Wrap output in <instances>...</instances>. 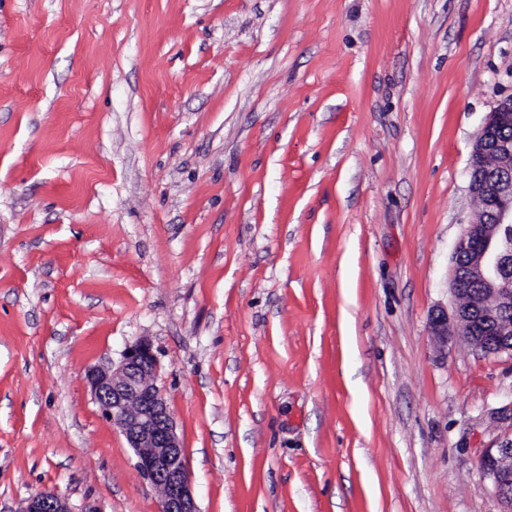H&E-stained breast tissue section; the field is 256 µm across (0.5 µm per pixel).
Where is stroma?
<instances>
[{
  "label": "stroma",
  "mask_w": 512,
  "mask_h": 512,
  "mask_svg": "<svg viewBox=\"0 0 512 512\" xmlns=\"http://www.w3.org/2000/svg\"><path fill=\"white\" fill-rule=\"evenodd\" d=\"M510 96L512 0H0V512H158L142 339L199 512H502L512 356L429 321ZM158 367L152 345L140 341L126 349L116 369L88 370L86 383L133 448L142 475L161 489L159 512H198L175 422L155 384ZM482 468L492 479L501 502L503 512L512 511V438L502 442L495 452L487 453ZM21 512H71L67 502L47 490L37 491L26 500Z\"/></svg>",
  "instance_id": "stroma-1"
}]
</instances>
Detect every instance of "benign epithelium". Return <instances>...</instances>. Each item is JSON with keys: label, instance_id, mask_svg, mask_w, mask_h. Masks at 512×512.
<instances>
[{"label": "benign epithelium", "instance_id": "benign-epithelium-1", "mask_svg": "<svg viewBox=\"0 0 512 512\" xmlns=\"http://www.w3.org/2000/svg\"><path fill=\"white\" fill-rule=\"evenodd\" d=\"M512 97L490 112L474 138L469 190L480 202L453 251L450 289L453 317L440 311L431 332L440 342L456 336L486 355L512 353V261L506 238L512 235ZM152 345L126 349L116 368L88 370L86 383L104 416L120 428L142 475L161 489L159 512H198L185 455L162 391ZM482 468L492 479L503 512H512V439L487 453ZM21 512H71L47 490L26 500Z\"/></svg>", "mask_w": 512, "mask_h": 512}]
</instances>
